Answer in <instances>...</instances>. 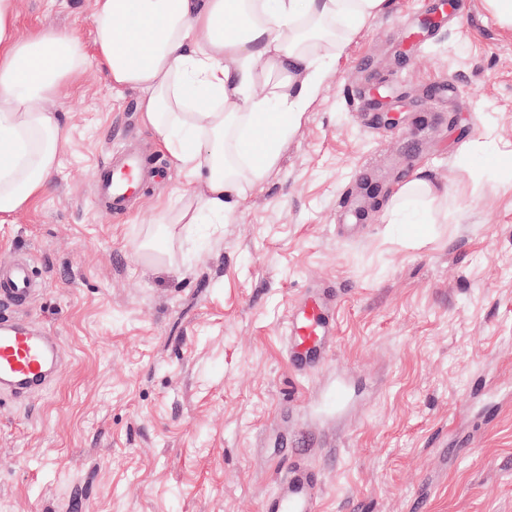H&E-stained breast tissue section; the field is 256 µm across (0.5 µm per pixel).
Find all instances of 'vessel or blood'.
<instances>
[{
	"mask_svg": "<svg viewBox=\"0 0 512 512\" xmlns=\"http://www.w3.org/2000/svg\"><path fill=\"white\" fill-rule=\"evenodd\" d=\"M144 160L134 153L115 154L113 162L100 166L96 196L113 213L123 212L137 196L143 181ZM44 286V277L30 260L0 264V392L16 397L40 390L59 357L57 344L21 321L20 315ZM329 303L319 295L306 297L291 307L285 325L286 350L298 372L317 368L330 347L334 326ZM319 491L307 469L290 468L265 504L266 512H318Z\"/></svg>",
	"mask_w": 512,
	"mask_h": 512,
	"instance_id": "obj_1",
	"label": "vessel or blood"
}]
</instances>
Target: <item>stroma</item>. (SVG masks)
I'll list each match as a JSON object with an SVG mask.
<instances>
[{
	"instance_id": "35a3bbf8",
	"label": "stroma",
	"mask_w": 512,
	"mask_h": 512,
	"mask_svg": "<svg viewBox=\"0 0 512 512\" xmlns=\"http://www.w3.org/2000/svg\"><path fill=\"white\" fill-rule=\"evenodd\" d=\"M424 2L314 46L318 93L215 234H167L191 195L174 171L126 215L96 205L113 150L168 158L138 90L95 59L61 89L69 145L46 194L0 223V262L45 274L27 317L62 350L44 390L0 395V512H263L292 464L319 512H512V29L455 0L463 25L405 48ZM90 15L91 0H18L17 29L88 47ZM419 175L448 195L404 231L388 209ZM310 292L336 335L300 375L283 330Z\"/></svg>"
}]
</instances>
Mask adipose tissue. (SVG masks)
<instances>
[{"instance_id":"adipose-tissue-1","label":"adipose tissue","mask_w":512,"mask_h":512,"mask_svg":"<svg viewBox=\"0 0 512 512\" xmlns=\"http://www.w3.org/2000/svg\"><path fill=\"white\" fill-rule=\"evenodd\" d=\"M387 0H93V50L72 33L18 36L17 0H0V223L46 193L69 133L51 100L94 54L113 88L137 89L143 124L172 166L205 192L180 222L228 219L243 183H261L325 78L305 44L326 23L339 41ZM269 92L257 97L254 89ZM439 191L416 177L392 212L412 223Z\"/></svg>"}]
</instances>
